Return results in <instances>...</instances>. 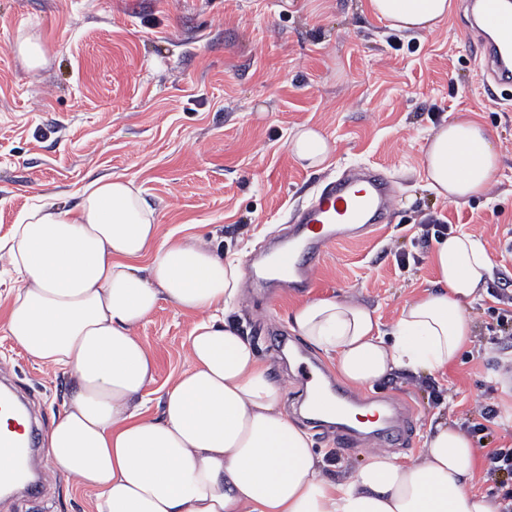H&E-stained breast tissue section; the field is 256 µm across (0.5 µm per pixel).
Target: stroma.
<instances>
[{
  "instance_id": "1",
  "label": "stroma",
  "mask_w": 512,
  "mask_h": 512,
  "mask_svg": "<svg viewBox=\"0 0 512 512\" xmlns=\"http://www.w3.org/2000/svg\"><path fill=\"white\" fill-rule=\"evenodd\" d=\"M22 34L46 50L38 72L17 55ZM474 37L462 0L444 24L417 36L387 28L367 0H0V238L39 197L73 206L93 179L125 176L141 186L163 232L192 228L247 267L325 182L353 165L378 167L395 182L390 222L331 244L308 297H351L392 325L436 279L428 224L482 236L494 263L486 294L467 309L474 338L461 360L375 388L413 410L411 440L395 450L410 462L430 423L467 431L483 406L512 408V383L493 369L488 329L498 277L512 276V87L486 96ZM459 115L489 129L501 165L486 194L454 204L427 187L422 160L431 129ZM304 124L335 143L325 167H302L289 152L291 132ZM298 301L252 286L232 313L291 408L302 391L291 367L315 352L290 334ZM192 322L164 302L139 330L156 361L154 401L188 365ZM286 335L283 353L274 339ZM0 372L49 428L71 379L30 361L1 332ZM311 435L332 477L349 474L372 449L348 452L333 434ZM38 467L42 495L1 497L0 512H90L87 497L46 459Z\"/></svg>"
}]
</instances>
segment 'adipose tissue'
<instances>
[{"instance_id":"adipose-tissue-1","label":"adipose tissue","mask_w":512,"mask_h":512,"mask_svg":"<svg viewBox=\"0 0 512 512\" xmlns=\"http://www.w3.org/2000/svg\"><path fill=\"white\" fill-rule=\"evenodd\" d=\"M368 7L391 29L421 33L447 20L453 0ZM288 146L313 168L333 153L308 125ZM500 163L487 129L455 117L433 129L423 179L458 203L486 193ZM430 260L433 288L406 301L391 328L375 309L334 296L299 303L289 326L355 391L400 371L441 372L471 342L465 309L483 293L493 261L483 238L462 232L438 240ZM0 261L13 274L0 329L34 363L74 383L43 450L92 492L93 512H499L498 502L469 492L477 450L444 421L410 463L375 453L346 478L326 476L268 364L229 317L246 291L242 265L202 235L162 234L134 181L102 176L82 188L75 208L29 207L0 241ZM163 301L195 321L189 366L164 386L155 419L144 396L155 360L139 327Z\"/></svg>"}]
</instances>
